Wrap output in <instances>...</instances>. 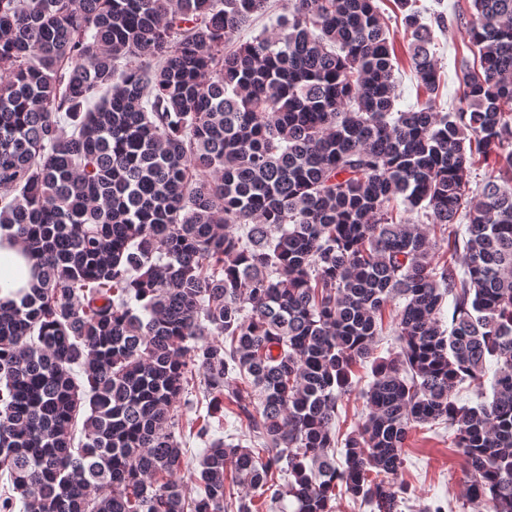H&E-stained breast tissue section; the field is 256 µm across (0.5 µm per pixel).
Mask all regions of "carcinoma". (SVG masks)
<instances>
[{
    "label": "carcinoma",
    "mask_w": 512,
    "mask_h": 512,
    "mask_svg": "<svg viewBox=\"0 0 512 512\" xmlns=\"http://www.w3.org/2000/svg\"><path fill=\"white\" fill-rule=\"evenodd\" d=\"M396 2L406 110L374 0H286L234 49L268 0H0V231L38 270L0 299V512H401L403 448L437 422L462 509L512 512V0L451 17L473 58L448 113L444 17ZM226 401L246 446L214 436ZM271 2H273L274 7L272 9H274V11L269 14H256L251 25L240 34L241 42L249 40L252 38V36L257 35L265 27L268 29V31H272L273 28H275V17L276 15L283 13L282 8L285 0H273ZM380 16L389 26L390 33L395 37V50L397 62L395 63L394 77L398 84V92L401 96L400 106L406 109L407 106L416 103L418 79L408 63L406 54V35L404 27L399 19V10L395 0H375ZM370 363H367L365 368H358L359 376H366L365 381H362L350 394L343 398V402L339 405V412L341 415V429L343 432H351L358 424L362 423L366 414L368 413L365 405V400L362 398L360 392L362 388H366L367 383L372 379L370 373Z\"/></svg>",
    "instance_id": "cac0c4a2"
}]
</instances>
